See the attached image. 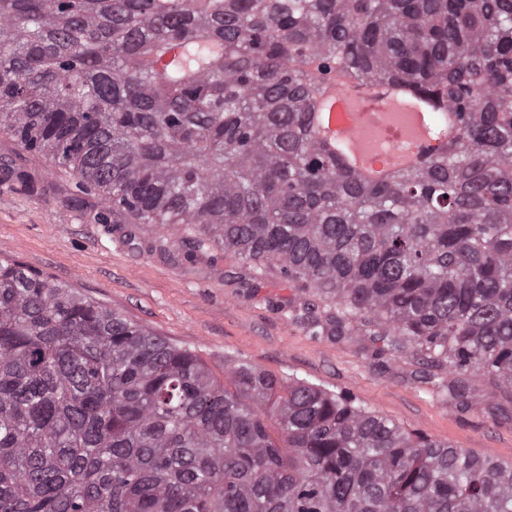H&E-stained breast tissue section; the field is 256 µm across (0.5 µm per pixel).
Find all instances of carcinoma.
Masks as SVG:
<instances>
[{
	"label": "carcinoma",
	"mask_w": 512,
	"mask_h": 512,
	"mask_svg": "<svg viewBox=\"0 0 512 512\" xmlns=\"http://www.w3.org/2000/svg\"><path fill=\"white\" fill-rule=\"evenodd\" d=\"M392 83L457 130L368 181L316 103ZM0 134L102 224L276 270L305 331L418 358L439 402L512 392V0H0ZM0 512H512V462L236 355L219 377L0 251Z\"/></svg>",
	"instance_id": "carcinoma-1"
}]
</instances>
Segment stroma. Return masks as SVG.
Segmentation results:
<instances>
[{
	"mask_svg": "<svg viewBox=\"0 0 512 512\" xmlns=\"http://www.w3.org/2000/svg\"><path fill=\"white\" fill-rule=\"evenodd\" d=\"M26 165L41 174L34 191L0 182V250L195 349L214 372L233 354L277 376L350 391L406 429L512 462L511 393L479 378L481 411L438 403L416 361L374 358L364 336L305 332L288 315L299 297L277 274L242 286L239 265L216 248L184 263L181 243L160 241L155 225L97 223V199L71 202L68 174Z\"/></svg>",
	"mask_w": 512,
	"mask_h": 512,
	"instance_id": "35a3bbf8",
	"label": "stroma"
}]
</instances>
